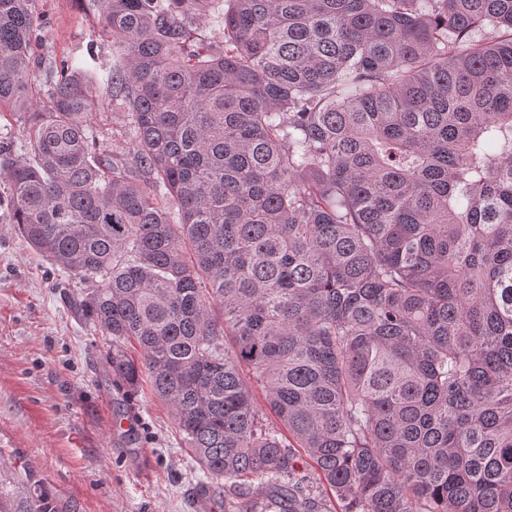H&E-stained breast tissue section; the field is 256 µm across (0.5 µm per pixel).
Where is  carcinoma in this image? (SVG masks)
<instances>
[{"label":"carcinoma","mask_w":512,"mask_h":512,"mask_svg":"<svg viewBox=\"0 0 512 512\" xmlns=\"http://www.w3.org/2000/svg\"><path fill=\"white\" fill-rule=\"evenodd\" d=\"M94 2L97 72L0 0V112L30 115L0 152L112 375L150 376L225 512H512V0ZM0 512L62 510L1 465ZM96 132L97 152L110 156H126L131 147V135L122 114L107 107L97 108L91 119Z\"/></svg>","instance_id":"cac0c4a2"}]
</instances>
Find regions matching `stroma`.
I'll use <instances>...</instances> for the list:
<instances>
[{"instance_id": "obj_1", "label": "stroma", "mask_w": 512, "mask_h": 512, "mask_svg": "<svg viewBox=\"0 0 512 512\" xmlns=\"http://www.w3.org/2000/svg\"><path fill=\"white\" fill-rule=\"evenodd\" d=\"M39 51L51 63L108 57L91 0H46ZM97 149L127 155L129 129L97 108ZM30 248L0 207V460L37 471L64 512H224V491L201 496L204 474L149 378L128 392L105 372L111 351L68 300L79 294Z\"/></svg>"}]
</instances>
